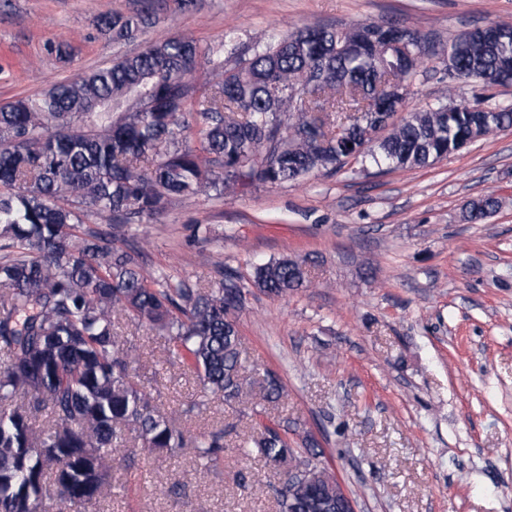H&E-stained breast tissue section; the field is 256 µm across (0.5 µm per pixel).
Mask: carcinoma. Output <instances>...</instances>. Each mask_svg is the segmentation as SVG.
<instances>
[{
  "label": "carcinoma",
  "mask_w": 512,
  "mask_h": 512,
  "mask_svg": "<svg viewBox=\"0 0 512 512\" xmlns=\"http://www.w3.org/2000/svg\"><path fill=\"white\" fill-rule=\"evenodd\" d=\"M157 0L101 17L114 42H130L158 19ZM431 57L425 35L395 20L307 24L252 46L224 32L216 47L176 34L42 92L0 104V512H42L59 499L94 504L112 488V462L142 452L188 449L224 456V430L188 435L132 380L136 362L116 331L127 320L176 343V358L205 392L231 404L245 393L234 313L244 285L224 277L172 288L146 277L141 254L117 251L112 231L154 221L173 201L253 185L337 173L351 160L424 168L489 134L512 128V106L439 100L397 117ZM452 79L512 85V25L477 29L448 43ZM213 79L192 80L197 67ZM196 130L199 145L179 142ZM109 216L90 228L81 210ZM492 194L468 200L464 220L499 209ZM303 261L256 266L251 286L272 298L306 285ZM264 401L287 396L267 370ZM47 421L37 428L42 414ZM291 446L288 427L262 424L243 448L283 476L267 488L280 512H347L336 479L317 471L288 494V466L319 455Z\"/></svg>",
  "instance_id": "cac0c4a2"
}]
</instances>
